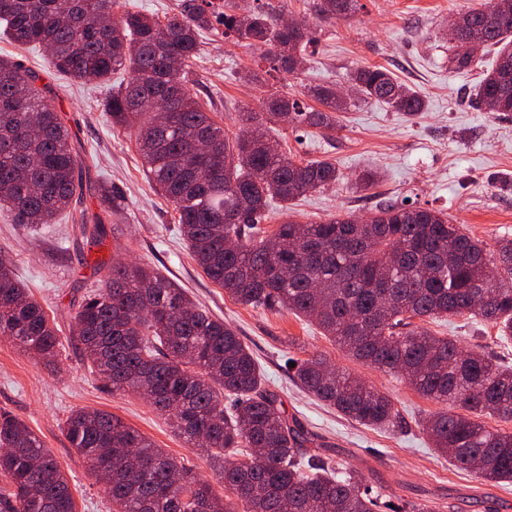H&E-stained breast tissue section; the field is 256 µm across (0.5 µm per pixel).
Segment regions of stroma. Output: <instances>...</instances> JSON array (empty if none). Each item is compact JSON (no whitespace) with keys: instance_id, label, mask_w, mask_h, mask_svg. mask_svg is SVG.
<instances>
[{"instance_id":"obj_1","label":"stroma","mask_w":512,"mask_h":512,"mask_svg":"<svg viewBox=\"0 0 512 512\" xmlns=\"http://www.w3.org/2000/svg\"><path fill=\"white\" fill-rule=\"evenodd\" d=\"M312 2L259 0L263 9L310 22L318 39L297 73L273 74L261 86L244 79L258 56L254 47L226 39L217 22L203 33L200 53L190 65L192 90L228 135L238 133L242 111L263 112L268 90L300 94L316 85L343 88L351 71L368 66L384 68L415 89L426 109L411 116L376 100H355L341 112V127L333 133L267 123L272 139L293 160L330 161L340 179L304 195L291 212L272 204L265 229H275L289 215L306 224L337 214L361 217L396 202L443 211L451 223L490 246L498 237H512V117H499L474 101L475 87L483 71L494 66L496 51L487 49L476 66L462 70L450 63L448 52L449 25L489 0H361L354 17L328 21L314 17ZM0 58L20 61L40 75L39 85L53 97L85 165L81 209L67 210L52 224H16L0 215V251L11 256L17 279L55 322L60 339L57 364L48 367L0 336V412L23 419L51 449L69 481L77 512H110L103 485L73 451L64 431L66 418L81 408L121 417L216 493L224 491L207 459L148 401L132 391H104L72 339L78 302L107 277L94 272V263L114 259L158 269L196 305L235 329L257 359L266 389L277 394L288 416L315 435L323 458L358 472L393 505L410 512H512V484L483 482L432 446L421 423L440 412L441 404L404 379L348 357L306 319L238 303L203 274L180 236L174 204L155 191L143 170L134 132L113 126L104 109L113 87L127 82V73L112 74L106 83H78L49 68L43 47L21 48L3 37ZM366 169L379 171L380 180L362 191L354 182ZM104 187L122 197L124 211L113 218L104 244L93 246L83 238L77 219L83 211L100 213L98 195ZM429 328L463 349L512 365V343L497 340L490 325L452 316ZM312 355L390 396L398 424L384 429L361 425L305 392L288 362Z\"/></svg>"}]
</instances>
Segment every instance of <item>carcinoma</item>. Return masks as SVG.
Wrapping results in <instances>:
<instances>
[{"label":"carcinoma","instance_id":"obj_1","mask_svg":"<svg viewBox=\"0 0 512 512\" xmlns=\"http://www.w3.org/2000/svg\"><path fill=\"white\" fill-rule=\"evenodd\" d=\"M120 0H0V33L49 50L52 67L80 81L117 70L131 78L112 90V125L137 129L143 166L155 189L175 205L180 233L204 275L246 305L306 318L350 357L400 374L446 410L423 423L433 446L489 483L512 482V431L483 417L512 420V367L465 352L426 324L472 315L512 338V238L495 247L452 224L440 210L388 204L364 220L332 217L286 221L269 245L258 224L272 201L290 209L306 193L338 181L327 161L298 164L267 137H228L188 88L187 68L212 20L224 37L260 51L262 74L301 68L316 42L309 26L290 27L235 0H182L164 22L122 9ZM321 17L349 16L358 0H315ZM463 41L451 62L468 66L474 48L498 47L478 98L488 112L512 114V0L492 13L462 15ZM26 81L18 96L15 80ZM39 76L0 60V213L16 224H51L83 198V168L62 117ZM350 97L382 100L420 112L423 98L386 69L349 75ZM321 108L291 93L270 94L277 123L334 131L346 97L333 86L309 91ZM106 217L92 227L101 245L105 221L121 201L100 196ZM420 323H415V320ZM84 359L111 392L134 391L167 416L174 431L218 466L224 490L245 512H377L381 495L353 472H334L308 448L312 435L288 419L262 384L258 362L237 333L196 306L184 289L144 265L112 262L107 280L83 298L73 317ZM0 336L51 365L57 328L13 275L0 253ZM294 377L308 393L346 418L371 427L396 423L391 398L321 356L295 360ZM233 399L227 409L224 399ZM71 448L105 482L113 512H235L226 498L122 418L81 409L65 421ZM0 508L4 512H77L66 476L50 449L21 419L0 414Z\"/></svg>","mask_w":512,"mask_h":512}]
</instances>
